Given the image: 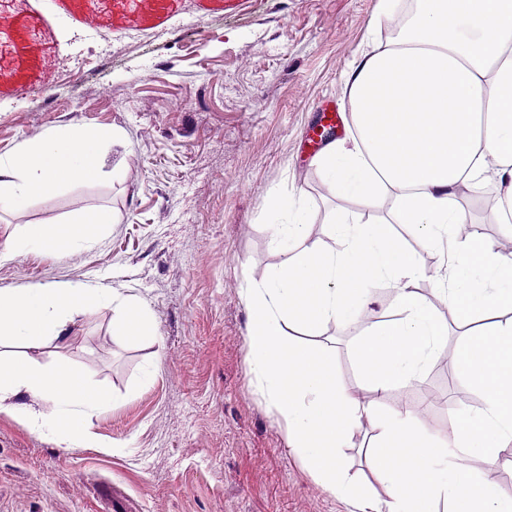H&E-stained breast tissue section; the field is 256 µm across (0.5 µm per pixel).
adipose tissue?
<instances>
[{
  "label": "adipose tissue",
  "instance_id": "obj_1",
  "mask_svg": "<svg viewBox=\"0 0 512 512\" xmlns=\"http://www.w3.org/2000/svg\"><path fill=\"white\" fill-rule=\"evenodd\" d=\"M345 94L358 134L329 143L315 158L331 192L371 209L392 195L396 219L413 228L419 250L444 246L448 258L427 275L419 251L405 249L380 219L340 216L331 248L313 240L305 214L269 225L286 259L244 291L250 371L315 482L353 497L337 453L342 441L388 390L418 375L447 334L416 290L431 277L458 320L483 322L479 332L464 330L470 354L458 369L484 380L485 404L443 447L421 435L413 407L384 421L368 465L386 497L362 512H512L511 495L478 479L481 465L498 461L512 440V252L491 240L458 239L468 218L456 202L459 188L494 180L501 190L496 221L512 223V0H420L397 38L351 65ZM116 136L63 124L18 143L0 159V215L64 184L97 179L100 149ZM111 221L100 212L75 216L64 229L38 225L1 245L0 258L69 251ZM370 278L391 282L397 305L360 343L365 395L358 398L336 385L321 352L294 346L292 337L318 334L332 320H357L374 302L363 288ZM103 306L122 335L149 334L136 299L115 300L93 282L0 289V403L22 391L43 402L24 418L66 444L85 440L89 414L106 410L111 396L66 365L16 349L64 339L74 312Z\"/></svg>",
  "mask_w": 512,
  "mask_h": 512
}]
</instances>
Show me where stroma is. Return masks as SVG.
Listing matches in <instances>:
<instances>
[{
    "instance_id": "35a3bbf8",
    "label": "stroma",
    "mask_w": 512,
    "mask_h": 512,
    "mask_svg": "<svg viewBox=\"0 0 512 512\" xmlns=\"http://www.w3.org/2000/svg\"><path fill=\"white\" fill-rule=\"evenodd\" d=\"M379 0H157L111 18L80 0H14L9 27L28 41L0 79V156L60 124L119 130L101 176L0 216V245L29 225L61 226L111 210L115 223L71 253L0 261V289L95 281L143 306L154 333L117 335L108 307L74 315L70 334L30 351L62 363L112 396L87 420L88 441L33 429L13 397L0 412V512H358L318 486L288 447L282 423L250 373L243 295L285 256L269 225L309 205L315 240L345 213L387 215L328 192L308 145L323 113L346 109L344 76L373 41L392 39ZM492 183L459 191L475 239L500 236ZM446 323L443 347L405 388L363 418L341 453L359 490L382 496L363 448L379 419L405 402L424 436L443 443L483 397L453 372L463 341L429 280L418 284ZM365 328L332 321L296 345L323 348L337 384L360 391Z\"/></svg>"
}]
</instances>
